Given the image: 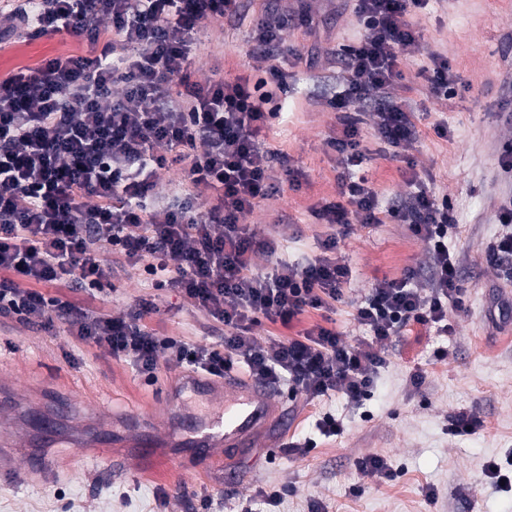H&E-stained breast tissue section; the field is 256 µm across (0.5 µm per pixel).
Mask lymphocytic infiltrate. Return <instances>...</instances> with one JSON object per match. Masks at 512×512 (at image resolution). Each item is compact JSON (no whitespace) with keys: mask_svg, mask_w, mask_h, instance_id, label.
Returning a JSON list of instances; mask_svg holds the SVG:
<instances>
[{"mask_svg":"<svg viewBox=\"0 0 512 512\" xmlns=\"http://www.w3.org/2000/svg\"><path fill=\"white\" fill-rule=\"evenodd\" d=\"M27 9L0 14V41L22 25L67 34L92 46L86 55L45 59L0 81V315H15L48 333L69 334L108 351L154 380L161 365L188 366L223 377L234 364L268 385L288 382L307 398L339 393L362 402L386 363L384 347L413 324L448 329L460 303V261L448 248L454 219L417 172L406 197L381 211L368 179L356 175L365 156L355 122L329 144L345 168L338 198L315 210L326 224H377L382 214L407 225L426 245V285L383 278L353 306L371 337L343 341L320 324L296 337L259 342L254 326H283L311 310L343 302L352 270L329 235L321 254L278 262L259 272L257 253L275 255L276 240L258 241L243 219L274 194L277 176L294 177L282 152L260 137L282 109V69L292 49L286 32L312 24L307 11L255 20L253 52L270 65L258 80L193 75L202 49L198 26L223 31L241 0H26ZM360 26L342 45L344 89L331 103L349 112L373 102L378 139L403 156L418 141L406 100L386 96L421 35L409 18L430 0H354ZM112 39L100 40V24ZM186 164L190 189L157 199L158 170ZM213 201L202 206L200 191ZM138 271L155 290H174L222 323L220 343L191 346L157 335L143 300L115 317L47 294L50 286L105 293L117 271Z\"/></svg>","mask_w":512,"mask_h":512,"instance_id":"obj_1","label":"lymphocytic infiltrate"}]
</instances>
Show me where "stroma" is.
I'll return each mask as SVG.
<instances>
[{"instance_id": "1", "label": "stroma", "mask_w": 512, "mask_h": 512, "mask_svg": "<svg viewBox=\"0 0 512 512\" xmlns=\"http://www.w3.org/2000/svg\"><path fill=\"white\" fill-rule=\"evenodd\" d=\"M267 0H245L241 23L225 26L223 40L199 61L205 73L232 79L253 77L267 67L253 57L248 31L265 15ZM314 23L294 26L287 40L298 54L289 58L288 98L280 115L268 118L261 137L286 153L302 172L299 187L280 184L268 203L244 218L257 239L269 237L284 221L288 236L277 257L297 262L316 255L330 232L313 213L319 202L337 198L343 172L339 154L328 145L340 136L342 115L331 101L344 86L336 51L359 31L351 0H311ZM414 24L421 46L408 58L404 78L390 88L408 100L420 130L409 159L393 157L379 140L371 117L361 125V147L368 156L363 173L382 207L407 191L409 171H417L437 195L447 196L457 230L448 247L461 256L460 308L450 310L451 333L413 325L388 346L387 364L360 405L339 394L308 401L277 392L291 411L288 431L262 432L253 448L211 457L177 447L173 416H204L206 401L186 396L170 412V385L181 369L161 370L146 382L129 363L83 343L65 330L49 334L14 316L0 315V378L8 384V405L0 409V433L44 445L60 469L52 480L0 476V512H310L312 502L329 512H512V488L496 487L488 464L512 457V282L487 260L501 226L502 201L512 195V172L500 157L512 145V0H430ZM77 38L23 33L0 45V80L46 57L87 53ZM448 60L456 76L448 104L433 101L421 76L430 54ZM447 126L438 137L435 125ZM353 272L348 295H364L379 279L427 276L424 243L408 227L386 221L352 224L338 252ZM110 297L69 292L81 307L123 314L154 293L142 276H120ZM349 303L337 305L331 319L345 341L367 338L355 325ZM158 313L146 325L190 345L220 341L223 326L179 294L164 292ZM444 359H436L437 350ZM426 373L414 387L415 370ZM151 421L161 438L152 458L127 463L131 452L130 414ZM342 421L341 435L326 437L317 422L324 414ZM476 416L474 434H449L451 419ZM313 440L307 454L289 444ZM122 462L110 472L102 455ZM369 454L385 456L399 477L385 483L359 470ZM285 492L277 505L261 504L260 489Z\"/></svg>"}]
</instances>
